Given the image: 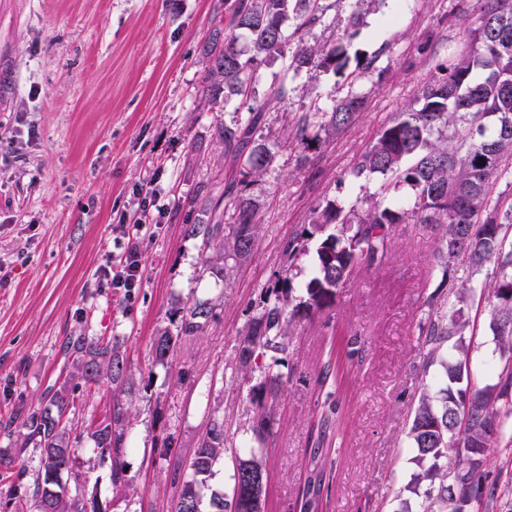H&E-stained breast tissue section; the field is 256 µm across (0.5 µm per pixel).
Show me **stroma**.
<instances>
[{
	"mask_svg": "<svg viewBox=\"0 0 512 512\" xmlns=\"http://www.w3.org/2000/svg\"><path fill=\"white\" fill-rule=\"evenodd\" d=\"M474 2L376 0L351 27L353 0H326L336 44L351 57L380 53L376 70L352 84L319 69L283 73L278 59L260 67L255 92L267 107L254 142L282 139L313 100L327 108L357 94L365 108L310 157L280 148L267 173L244 187L264 229L251 256L217 282L199 278L201 242L184 227L206 213L199 185L219 190L239 176L216 137L237 114L206 105L200 62L232 0H0V422L66 383L68 337L115 338L132 371L149 379L127 434L132 491L113 499L99 463L82 471L88 495L110 512H168L175 465L189 460L215 409L226 447L264 449L265 512H298L312 421L326 398L320 366L333 339L356 335L363 346L343 397L347 429L327 512H396L414 471V408L440 375L439 365L424 364L417 325L447 311L453 285L473 276L468 264L443 271L429 231L396 225L385 262L356 268L331 308L298 323L283 355L277 434L263 445L251 430V384L236 369L235 344L282 273L284 242L326 200L361 196L349 175L355 157L465 47ZM281 85L284 97L269 102ZM146 184L156 197L142 208L136 191ZM136 232L141 286L128 294L103 273ZM197 300L213 302L214 317L177 350L173 368L153 364L157 331ZM468 316L485 383L488 366L500 362L486 301L475 299ZM111 408L107 387L78 388L74 424L99 422Z\"/></svg>",
	"mask_w": 512,
	"mask_h": 512,
	"instance_id": "1",
	"label": "stroma"
}]
</instances>
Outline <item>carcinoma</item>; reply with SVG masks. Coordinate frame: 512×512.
Listing matches in <instances>:
<instances>
[{"instance_id": "obj_1", "label": "carcinoma", "mask_w": 512, "mask_h": 512, "mask_svg": "<svg viewBox=\"0 0 512 512\" xmlns=\"http://www.w3.org/2000/svg\"><path fill=\"white\" fill-rule=\"evenodd\" d=\"M476 27L470 33L469 50L454 54L448 74L434 75L421 84L412 102L385 123L376 141L355 160L350 175L374 182L360 204L327 201L318 208L311 228L291 238L284 256L294 265L308 251V241L321 235L314 255V269L304 283L305 295L294 302L290 277L279 278L277 300L265 306L239 336L236 362L242 379L258 373L259 386L251 388L254 405L252 431L264 443L275 435L273 406L281 392L284 374L276 369L275 354L284 352L294 338L296 319L303 312L323 309L336 289L358 266L371 267L385 258L396 224H418L431 228L438 237L441 267L447 269L458 258L480 271L494 263V270L481 282H463L454 294L448 313L427 317L418 324L419 341L428 347L426 362L440 363L442 377L423 388L408 432L413 451L412 474L407 491L416 499H402L396 512H448V454L461 471L472 468L473 450L457 427L458 405L469 403L467 431L486 436L481 469L487 471L492 451L501 447L512 420V193H494L500 182L512 186V0H476ZM321 0H234L227 27L212 32L201 47L205 65L206 97L212 103H235L237 120L217 128L224 155L240 167L246 177L260 178L274 156V146L250 144V134L260 114L283 88L260 103L254 84L259 68L270 59L288 60L287 70H333L341 73L349 58L333 46V40L310 44L308 32L321 26L328 30ZM364 108L356 95L339 99L324 109L302 115L287 133L296 146L310 148L321 138H330L351 125ZM408 189L406 204H387L392 194ZM212 209L233 211L231 224H188V236L201 239L204 271L224 281L237 263L247 259L263 231L257 203L234 193L229 185L209 196ZM491 305L490 330L504 359L496 379L479 385L471 378L474 354L464 342L470 330L466 310L476 296ZM215 305L195 301L176 311L174 328L158 332L151 345L152 360L173 367L177 347L187 338L203 333L214 316ZM457 336L453 351H442L449 338ZM67 353L72 358L73 388L105 386L112 392L110 416L91 426L87 437L91 455L87 464L109 463L110 482L127 479L126 434L131 413L121 396L142 384L127 364L119 340L72 336ZM353 351L343 340L332 343L322 363L318 382L331 384L314 427L317 434L307 450L306 477L301 491V512H320L325 489L334 478L338 447L345 431V413L339 395L349 375ZM74 396L58 390L49 403L27 412L18 423V454L30 444L41 448L38 476L29 495L15 504V512H31L33 503L50 501V512H87L85 504L58 486L47 491V472L72 471L77 480L82 435L73 433L69 420ZM229 459L232 465L230 498L212 489L216 465ZM267 463L261 453L241 454L224 447V418L210 411L192 457L179 476L178 491L170 512H204L209 499L211 512H249L256 480L266 477ZM480 495L474 504L500 496L497 481L477 479Z\"/></svg>"}]
</instances>
